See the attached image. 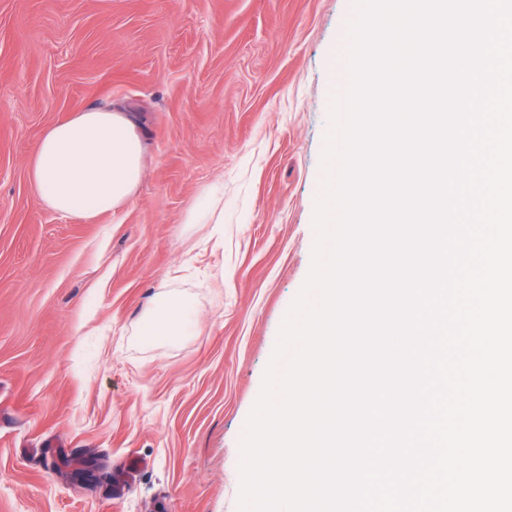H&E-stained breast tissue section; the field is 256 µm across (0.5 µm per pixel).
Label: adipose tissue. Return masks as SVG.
<instances>
[{"label":"adipose tissue","instance_id":"1","mask_svg":"<svg viewBox=\"0 0 512 512\" xmlns=\"http://www.w3.org/2000/svg\"><path fill=\"white\" fill-rule=\"evenodd\" d=\"M141 157V140L127 113L79 111L42 131L29 175L49 208L91 220L131 199L142 176ZM185 315L181 300L167 298L144 314L141 333L178 334Z\"/></svg>","mask_w":512,"mask_h":512}]
</instances>
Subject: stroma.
Masks as SVG:
<instances>
[{
  "label": "stroma",
  "mask_w": 512,
  "mask_h": 512,
  "mask_svg": "<svg viewBox=\"0 0 512 512\" xmlns=\"http://www.w3.org/2000/svg\"><path fill=\"white\" fill-rule=\"evenodd\" d=\"M356 14L0 0V512H239L247 422L313 266ZM87 109L132 113L144 175L82 221L44 205L28 161L46 126ZM169 296L184 330L141 336Z\"/></svg>",
  "instance_id": "stroma-1"
}]
</instances>
